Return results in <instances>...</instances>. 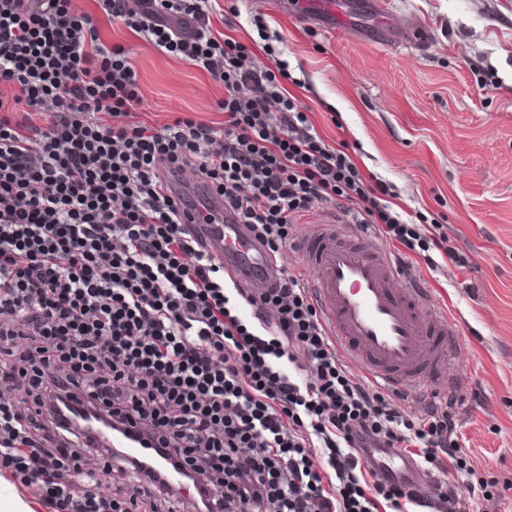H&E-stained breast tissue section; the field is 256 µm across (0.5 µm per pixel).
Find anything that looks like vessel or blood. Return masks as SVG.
Returning <instances> with one entry per match:
<instances>
[{"instance_id":"b4317fda","label":"vessel or blood","mask_w":512,"mask_h":512,"mask_svg":"<svg viewBox=\"0 0 512 512\" xmlns=\"http://www.w3.org/2000/svg\"><path fill=\"white\" fill-rule=\"evenodd\" d=\"M380 12L379 0L295 2L298 17L335 29L351 25L355 16ZM177 188L197 202L183 212L182 223L197 230L233 281L254 288L263 274L279 270L278 260L225 214L214 188L185 181ZM298 257L313 276V298L328 334L358 372L391 391L447 380L459 329L431 305L427 289L401 282L398 265L379 242L341 233L335 218L325 217L305 226ZM377 470L391 480L413 477L396 448L378 459Z\"/></svg>"}]
</instances>
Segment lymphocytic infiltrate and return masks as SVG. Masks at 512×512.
Listing matches in <instances>:
<instances>
[{"label": "lymphocytic infiltrate", "instance_id": "f902f5d3", "mask_svg": "<svg viewBox=\"0 0 512 512\" xmlns=\"http://www.w3.org/2000/svg\"><path fill=\"white\" fill-rule=\"evenodd\" d=\"M97 5L222 84L224 124L138 121L128 52L101 43L92 14L74 0H0V87L14 90L0 99V471L49 512H409L411 485L367 483L370 445L475 477L451 403L412 421L355 380L302 279L283 270L249 291L225 278L180 221L193 199L166 185L193 170L274 255L319 203L348 204L429 267L439 223L404 220L319 134L285 88V61L253 67L249 46L216 36L213 0ZM65 400L144 430L148 454L61 424ZM159 458L195 499L171 493Z\"/></svg>", "mask_w": 512, "mask_h": 512}]
</instances>
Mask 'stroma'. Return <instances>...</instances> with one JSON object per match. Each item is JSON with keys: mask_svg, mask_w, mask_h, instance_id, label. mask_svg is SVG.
I'll list each match as a JSON object with an SVG mask.
<instances>
[{"mask_svg": "<svg viewBox=\"0 0 512 512\" xmlns=\"http://www.w3.org/2000/svg\"><path fill=\"white\" fill-rule=\"evenodd\" d=\"M382 11L401 28H426L428 45L329 31L291 13L287 0H218L211 27L253 46L258 67L269 63L258 26L276 33L271 47L319 133L348 144L372 182L394 186L404 219L442 223L448 241L432 253L436 269L398 245L390 251L458 325L456 385L399 405L421 416L451 400L455 436L490 489L435 470L411 512H512V0H382ZM97 24L104 43L129 53L140 120L162 125L186 113L223 125L222 85L106 16ZM487 81L497 90H483ZM451 250L466 266L451 262ZM438 479L455 491L452 510L439 504Z\"/></svg>", "mask_w": 512, "mask_h": 512, "instance_id": "stroma-1", "label": "stroma"}]
</instances>
